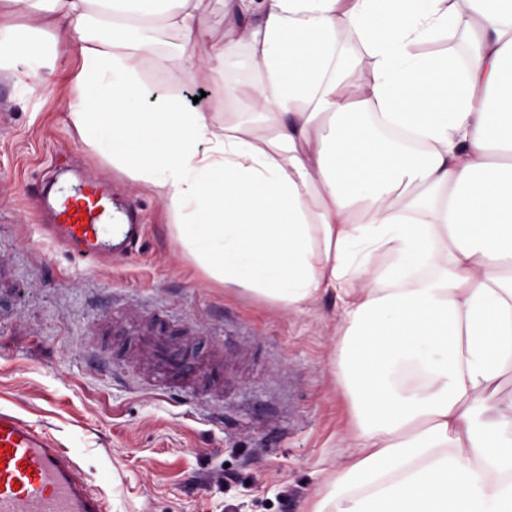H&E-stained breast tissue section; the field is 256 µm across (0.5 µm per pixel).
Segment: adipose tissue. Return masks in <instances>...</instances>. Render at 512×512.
<instances>
[{
  "mask_svg": "<svg viewBox=\"0 0 512 512\" xmlns=\"http://www.w3.org/2000/svg\"><path fill=\"white\" fill-rule=\"evenodd\" d=\"M11 2L0 75L74 57L68 126L209 278L334 293L362 455L313 512H512V0Z\"/></svg>",
  "mask_w": 512,
  "mask_h": 512,
  "instance_id": "obj_1",
  "label": "adipose tissue"
}]
</instances>
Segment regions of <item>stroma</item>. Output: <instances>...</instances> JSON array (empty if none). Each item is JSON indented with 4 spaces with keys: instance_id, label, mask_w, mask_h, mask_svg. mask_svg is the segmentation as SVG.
<instances>
[{
    "instance_id": "obj_1",
    "label": "stroma",
    "mask_w": 512,
    "mask_h": 512,
    "mask_svg": "<svg viewBox=\"0 0 512 512\" xmlns=\"http://www.w3.org/2000/svg\"><path fill=\"white\" fill-rule=\"evenodd\" d=\"M73 67L49 59L33 102L0 77V408L70 449L107 512H312L360 455L333 299L288 313L185 258L159 198L67 127ZM66 173L140 212L139 255L90 269L41 236L31 201ZM154 314L199 354L237 345L232 381L154 380L132 336Z\"/></svg>"
}]
</instances>
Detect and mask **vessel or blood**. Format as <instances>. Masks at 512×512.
I'll list each match as a JSON object with an SVG mask.
<instances>
[{"instance_id":"1","label":"vessel or blood","mask_w":512,"mask_h":512,"mask_svg":"<svg viewBox=\"0 0 512 512\" xmlns=\"http://www.w3.org/2000/svg\"><path fill=\"white\" fill-rule=\"evenodd\" d=\"M35 204L52 215L51 223L40 227L44 237L91 267L132 253L145 238L135 210L106 214L90 188L61 191L53 200L40 197ZM142 347L161 376L177 379L191 368L159 330H145ZM105 509L104 499L88 490L73 452L15 413L0 409V512Z\"/></svg>"}]
</instances>
